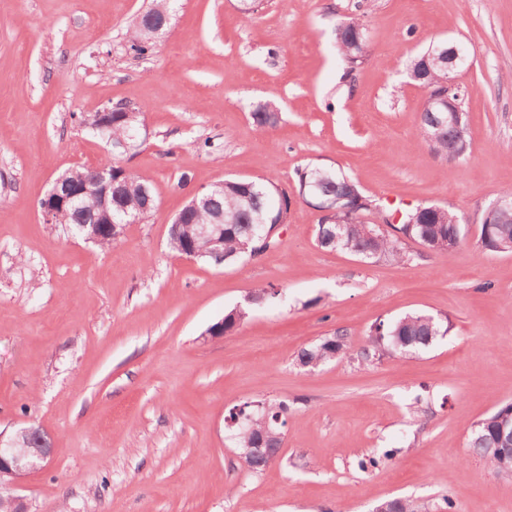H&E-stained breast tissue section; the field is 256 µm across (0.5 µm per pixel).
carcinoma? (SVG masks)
<instances>
[{"mask_svg": "<svg viewBox=\"0 0 512 512\" xmlns=\"http://www.w3.org/2000/svg\"><path fill=\"white\" fill-rule=\"evenodd\" d=\"M176 0H152L150 9L134 22L129 34L130 49L137 55L150 52L155 45L152 29L165 18L171 17ZM368 35L363 22L353 18L336 28V48L344 64V78L353 79L354 72L363 62L367 51ZM448 43L431 44L426 51L405 64L407 78L426 91V97L417 129L418 138L430 151L442 159L466 156L471 149L468 126L465 121L451 123L448 113L441 111L438 95L445 91L448 78V58L443 50ZM126 104L112 112V129L108 135L112 142L128 140L137 122L125 116ZM255 131L264 133L280 121V107L274 101L259 103L249 113ZM112 223L103 224L101 204L93 194L83 198L77 209L61 211L58 224L73 236H84L87 228L98 230L97 247H112V225L141 223L157 205L148 177L127 173L118 163H112ZM224 186L208 198H199L191 209L183 208L168 229V244L181 256H192L204 264L229 265L248 257L265 253L276 244L270 232L277 225L288 223L293 202L297 198L309 199L302 193L304 184H310L312 194L322 200L340 199L342 206L320 215L316 228V241L323 249L346 251L362 260L377 255L402 260V241L419 243L423 248L452 256L448 249V236L459 237L458 245L465 242V231L459 214L444 206L419 205L400 211L398 223L390 222L392 212L377 211V220L366 221L364 213L373 208L372 200L363 194L356 182L341 169L320 164H307L295 170L294 185L288 189L262 178H226ZM129 201L148 204L141 212L125 210ZM481 246L491 251L512 242V213L492 217L490 236L480 235ZM248 317L245 308H234L224 315V333L236 330ZM448 333L444 321L423 313H408L385 325L371 329L367 345L358 357L370 362L384 355H410L427 348ZM352 352L349 337L340 331L320 342L301 349L296 356L299 366L319 367L342 359ZM290 407L284 401H269L258 408L245 402L229 413L231 419L246 416V422L236 427L231 440L237 448H245L254 441L262 444L263 452L275 457L283 444V428L287 424ZM49 439L45 432L35 430L20 438L22 448H46ZM470 451L485 459L497 472L506 470L505 461L512 456V403L499 408L473 425L468 441Z\"/></svg>", "mask_w": 512, "mask_h": 512, "instance_id": "carcinoma-1", "label": "carcinoma"}]
</instances>
